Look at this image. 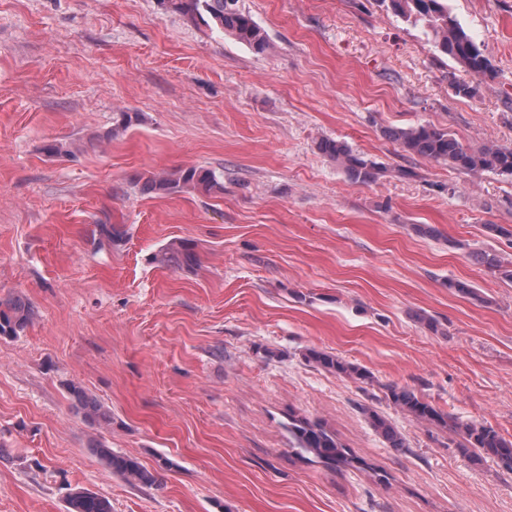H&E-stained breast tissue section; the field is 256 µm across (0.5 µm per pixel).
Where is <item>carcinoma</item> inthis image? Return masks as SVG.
I'll return each instance as SVG.
<instances>
[{
  "label": "carcinoma",
  "mask_w": 512,
  "mask_h": 512,
  "mask_svg": "<svg viewBox=\"0 0 512 512\" xmlns=\"http://www.w3.org/2000/svg\"><path fill=\"white\" fill-rule=\"evenodd\" d=\"M165 9L181 14L188 22L213 25L234 40L249 46L257 53L265 52L270 45L268 34L252 16L240 6V0H163ZM396 16L423 29L431 37L438 50L449 56L474 83L450 81L455 94L473 97L479 84L491 77L494 66L484 50L464 29L448 8V0H377ZM387 137L404 151L436 163L446 164L458 172L476 176L484 172L512 178V147L481 145L467 146L444 129L429 124H417L406 128L394 127L386 131ZM317 150L343 169L356 184L375 182L383 168L355 154L341 140L322 138ZM191 189L204 195L221 193L224 184L214 170L203 166L179 168L164 175H152L145 179L143 190L153 194H171ZM478 262L496 270L503 277L512 279V269L496 253L482 252ZM164 261L178 268H191L196 264V254L187 242H181L165 253ZM33 316V308L22 295L16 294L0 300V337H14L24 331ZM306 359L327 372L347 377L361 383L371 379L366 369L353 365L343 358L326 351L311 349ZM66 391L77 413L98 426L112 425V414L81 385L68 382ZM386 398L413 419L450 430L458 437L457 450L479 463L489 457L497 460L505 469L512 471V439L504 437L488 423L464 422L432 402L415 389L388 385ZM375 431L389 447L397 451L407 450V445L397 428L383 415L369 406H361ZM293 449L298 453H311L321 462L334 467H349L363 460L350 454L321 423L306 417H294L288 424ZM96 455L112 472L133 485L146 487L158 483L156 473L145 468L137 458L116 453L106 443L97 439L92 442ZM67 512H112L108 499L85 489H73L67 497Z\"/></svg>",
  "instance_id": "obj_1"
}]
</instances>
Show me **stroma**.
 Segmentation results:
<instances>
[{"label": "stroma", "mask_w": 512, "mask_h": 512, "mask_svg": "<svg viewBox=\"0 0 512 512\" xmlns=\"http://www.w3.org/2000/svg\"><path fill=\"white\" fill-rule=\"evenodd\" d=\"M240 5L267 52L158 0H0V298L35 311L0 337V512H66L74 488L112 512H512V471L473 463L450 431L384 397L408 386L512 439V281L476 259L512 263V234L488 231H512V180L460 174L386 135L431 124L512 146V0H448L495 68L472 98L450 87L470 75L377 0ZM120 112L138 124L113 132ZM323 137L383 176L351 182L318 152ZM53 142L64 155L47 154ZM193 165L223 193L142 189ZM103 221L122 240L99 239ZM182 240L197 266L161 264ZM311 349L371 382L314 367ZM69 382L111 411L110 430L77 414ZM294 415L365 468L295 454ZM96 438L158 485L113 473ZM361 410L369 418L375 431L382 436L389 448L396 451H406L407 445L397 428L383 415L369 406L362 405Z\"/></svg>", "instance_id": "stroma-1"}]
</instances>
